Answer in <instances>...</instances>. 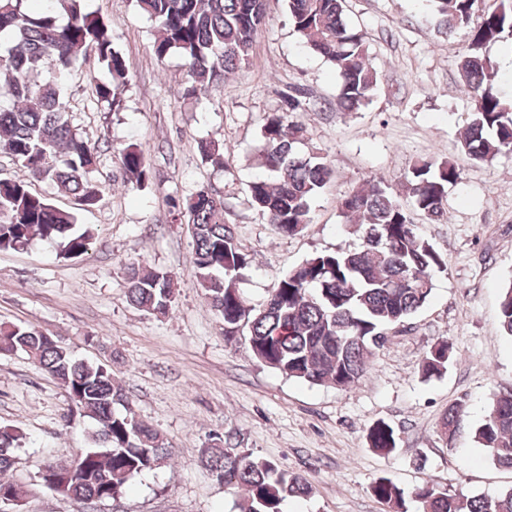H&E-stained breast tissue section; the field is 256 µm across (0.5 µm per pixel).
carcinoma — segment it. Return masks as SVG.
I'll return each instance as SVG.
<instances>
[{
	"mask_svg": "<svg viewBox=\"0 0 512 512\" xmlns=\"http://www.w3.org/2000/svg\"><path fill=\"white\" fill-rule=\"evenodd\" d=\"M86 0H0V85L12 105H0V151L25 169L26 178L0 181V250H18L40 238L56 244L67 258L88 249L92 233L77 227L74 213L56 207L31 191L43 182L73 195L81 204L98 202L102 186L91 181L98 150L74 129L64 96L67 78L88 52L96 54L109 80L95 85L98 101L120 107L127 66L113 44L112 27L85 7ZM437 32L451 39L465 32L467 47L459 63L463 89L473 110L460 140L461 151L474 162L512 154V94L501 90L496 64L485 48L512 43V6L499 0H433ZM155 23L152 50L162 59L175 53L184 61L188 85L182 96L194 97L205 86L221 83L247 60L265 25V0H133ZM288 11L301 43L338 72L336 107L356 112L368 105L380 82L364 33L346 19V0H288ZM478 21H473V17ZM53 77L44 78L45 70ZM286 109L266 115L260 128L263 144L258 165L263 174L248 185L251 206L286 235L301 233L310 223L311 204L333 174L314 150L302 112L321 111L324 101H309L299 88L284 94ZM205 163L220 164L224 143H198ZM126 181L137 189L150 181L143 150L131 143L118 150ZM461 180L452 162L424 158L410 167L404 205L382 180H373L346 195L340 211L358 248L316 253L283 275L257 307L246 303L239 284L251 257L238 241L226 216L224 199L201 187L184 199H171L175 221L189 226L192 262L198 286L224 323V337H247L254 358L282 375L312 385L347 387L367 373L373 350L392 330L421 310L433 289V274L444 269L440 252L417 232L414 215L445 223L448 189ZM130 303L152 315L173 307L176 285L162 271L133 264L127 271ZM499 326L512 337V283L503 289ZM0 354H23L36 361L72 397L96 429L92 447L76 471L44 466L39 488L81 502L112 500L130 480L161 467L169 441L139 421L122 386L105 364L75 359L70 350L41 331L0 323ZM451 347L442 341L424 355L425 379L448 369ZM467 402L448 406L440 427L448 442L464 429ZM474 441L501 467L512 468V395L491 403L485 419L472 430ZM372 447L391 452L394 429L384 421L369 429ZM23 434L0 426V501L20 503L28 490L6 478L14 465ZM204 462L217 480L245 493L243 512H282L283 503L311 492L308 480L280 469L221 439L204 450ZM373 496L393 512H406L405 491L390 478H376ZM421 512H512V488L494 496L461 500L425 482L411 492Z\"/></svg>",
	"mask_w": 512,
	"mask_h": 512,
	"instance_id": "cac0c4a2",
	"label": "carcinoma"
}]
</instances>
